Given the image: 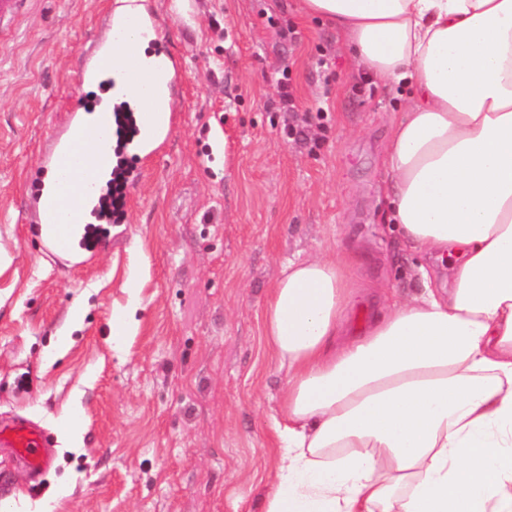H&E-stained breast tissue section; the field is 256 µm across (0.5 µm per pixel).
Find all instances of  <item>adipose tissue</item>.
<instances>
[{
	"mask_svg": "<svg viewBox=\"0 0 512 512\" xmlns=\"http://www.w3.org/2000/svg\"><path fill=\"white\" fill-rule=\"evenodd\" d=\"M404 88L386 165L407 248L457 254L447 290L344 345L347 264L284 265L263 335L287 384L262 512H512V0H302Z\"/></svg>",
	"mask_w": 512,
	"mask_h": 512,
	"instance_id": "ef3b65f1",
	"label": "adipose tissue"
}]
</instances>
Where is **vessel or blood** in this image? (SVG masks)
<instances>
[{"label": "vessel or blood", "mask_w": 512, "mask_h": 512, "mask_svg": "<svg viewBox=\"0 0 512 512\" xmlns=\"http://www.w3.org/2000/svg\"><path fill=\"white\" fill-rule=\"evenodd\" d=\"M130 28L150 42L155 43L160 39L158 20L152 12H140L129 23L117 18L114 12H107L101 35L83 45L73 58L74 79L78 87L94 84L103 62L121 55L124 49L122 39ZM161 58L167 72L164 84L151 86L140 76L134 75L115 87V93L120 98L142 96L146 99L140 125L155 130L156 136L148 143L136 141L133 147L147 153L156 150L164 142L172 125L171 115H157L151 103L156 93L169 95L174 90L176 68L173 57L166 51ZM85 112L86 107L81 102L70 109L67 125L53 129L50 133L49 147L40 162L41 168L55 171L59 180L71 183V200L55 201L40 194L28 203L43 242L60 256L68 254L65 238L74 224L78 223L83 207L96 200L101 189L100 174L108 164V151L104 147L94 155L71 150L72 133L83 124ZM53 446L52 437L37 424L23 420H0V459L13 467L31 473L47 471L54 460Z\"/></svg>", "instance_id": "obj_1"}]
</instances>
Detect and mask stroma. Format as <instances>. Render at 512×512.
I'll use <instances>...</instances> for the list:
<instances>
[{"label": "stroma", "mask_w": 512, "mask_h": 512, "mask_svg": "<svg viewBox=\"0 0 512 512\" xmlns=\"http://www.w3.org/2000/svg\"><path fill=\"white\" fill-rule=\"evenodd\" d=\"M115 0H20L0 16V418L57 443L29 476L0 471L6 512H261L286 386L262 334L288 261L351 260L348 325L435 286L447 262L387 230L385 149L402 98L359 71L298 0H145L182 63L161 151L137 157L122 224L58 266L25 208L51 128L80 92L70 62ZM137 288H128L129 279ZM63 355L49 346L76 300ZM129 312L132 331L111 336ZM78 418L73 443L61 428Z\"/></svg>", "instance_id": "35a3bbf8"}]
</instances>
